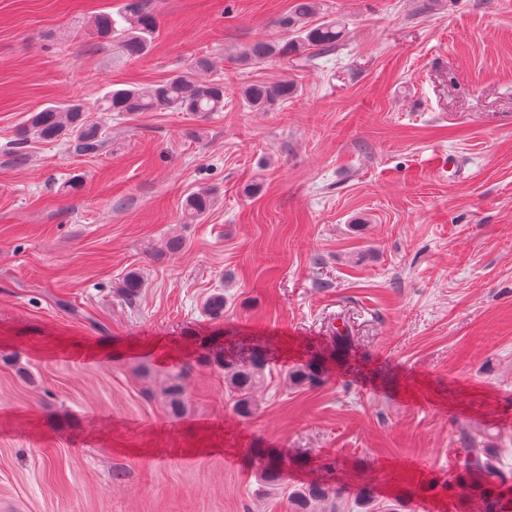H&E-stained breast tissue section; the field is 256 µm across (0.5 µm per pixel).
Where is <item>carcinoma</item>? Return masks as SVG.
Wrapping results in <instances>:
<instances>
[{
    "label": "carcinoma",
    "mask_w": 512,
    "mask_h": 512,
    "mask_svg": "<svg viewBox=\"0 0 512 512\" xmlns=\"http://www.w3.org/2000/svg\"><path fill=\"white\" fill-rule=\"evenodd\" d=\"M319 10V0H295L289 14L278 21L275 36L251 43L239 55L243 63H255L272 59H288V55L301 49L326 51L336 47L343 38L344 30L334 21L311 24ZM157 27L154 16L144 12L135 0L127 4L120 20L110 15L100 17L96 23L97 33L117 36L125 54L130 58L141 56L148 48ZM297 84L288 79L260 81L240 89L243 102L254 112H269L280 107L297 93ZM224 82L219 79L200 80L190 73H177L168 79L147 88L132 87L112 90L99 103L102 112H118L132 115L139 112H189L193 115H211L224 111ZM29 131L43 141L61 138L72 144L75 151L94 154L104 144L101 125L89 120L86 109L80 103L68 105L51 104L29 119ZM211 193L202 190L186 200L183 216L194 222L209 210ZM143 287L141 276L136 271L124 274L120 282L121 292L126 296L139 294ZM206 312L219 318L224 315V294L214 293L204 304ZM216 362L224 368V380L235 396V408L242 417L253 414L256 393L263 378L265 363L261 352L253 349L250 360L237 364L218 356ZM322 367L314 362L289 371L288 380L294 387L312 385L321 379ZM164 396L172 413H177L183 397L184 387L180 379L174 378L166 386ZM468 472L473 479V488L483 497V512H508L512 507V475L501 472L494 462L485 456L484 449H470ZM267 486H278L283 481L281 464L271 459L260 475ZM337 495L329 485H308L296 489L288 497L291 512H314L315 506Z\"/></svg>",
    "instance_id": "carcinoma-1"
}]
</instances>
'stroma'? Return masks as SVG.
<instances>
[{"mask_svg":"<svg viewBox=\"0 0 512 512\" xmlns=\"http://www.w3.org/2000/svg\"><path fill=\"white\" fill-rule=\"evenodd\" d=\"M126 2L0 0V512H288L326 479L316 512H365V487L374 512H477L465 448L512 473V0H320L335 50L249 65L294 0H140L158 26L134 60L94 27ZM202 56L222 112L99 111ZM282 78L287 103L243 106ZM72 102L104 148L32 137L15 164L30 115ZM254 345L243 418L208 356ZM313 358L321 382L292 387ZM293 80L260 81L240 89L243 102L254 112H269L280 107L297 93ZM210 205L211 193L208 190L198 191L187 198L183 216L188 223H192L206 214ZM337 495L336 487L329 485H308L295 489L288 497L291 512H314L315 506Z\"/></svg>","mask_w":512,"mask_h":512,"instance_id":"stroma-1","label":"stroma"}]
</instances>
